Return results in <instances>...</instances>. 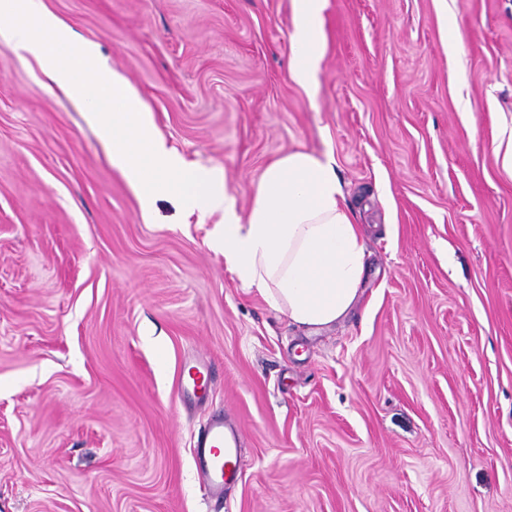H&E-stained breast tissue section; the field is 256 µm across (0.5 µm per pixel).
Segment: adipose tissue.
<instances>
[{
	"label": "adipose tissue",
	"instance_id": "adipose-tissue-1",
	"mask_svg": "<svg viewBox=\"0 0 512 512\" xmlns=\"http://www.w3.org/2000/svg\"><path fill=\"white\" fill-rule=\"evenodd\" d=\"M324 7L325 0H293L290 73L311 97L325 56ZM0 42L34 62L85 113L143 218H151L158 195L170 192L186 215L222 213L213 244L242 287L257 289L270 308L305 328L349 312L366 251L331 155L296 150L274 159L253 186L247 213L239 214L223 170L186 165L157 134L138 90L44 0H0Z\"/></svg>",
	"mask_w": 512,
	"mask_h": 512
}]
</instances>
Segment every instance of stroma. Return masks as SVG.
<instances>
[{"label": "stroma", "mask_w": 512, "mask_h": 512, "mask_svg": "<svg viewBox=\"0 0 512 512\" xmlns=\"http://www.w3.org/2000/svg\"><path fill=\"white\" fill-rule=\"evenodd\" d=\"M45 3L239 213L270 161L331 155L367 270L342 321L292 324L225 267L220 214L145 222L0 43V512H512V0H327L312 101L292 0ZM187 358L213 372L193 405ZM220 413L243 476L214 497L192 444Z\"/></svg>", "instance_id": "stroma-1"}]
</instances>
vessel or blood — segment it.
<instances>
[{
  "mask_svg": "<svg viewBox=\"0 0 512 512\" xmlns=\"http://www.w3.org/2000/svg\"><path fill=\"white\" fill-rule=\"evenodd\" d=\"M187 378L179 379L178 391L186 401L199 400L211 377L207 365L192 364ZM239 428L230 426L223 416H213L193 442V462L199 479L213 495H222L226 485L236 483L240 477Z\"/></svg>",
  "mask_w": 512,
  "mask_h": 512,
  "instance_id": "obj_1",
  "label": "vessel or blood"
}]
</instances>
